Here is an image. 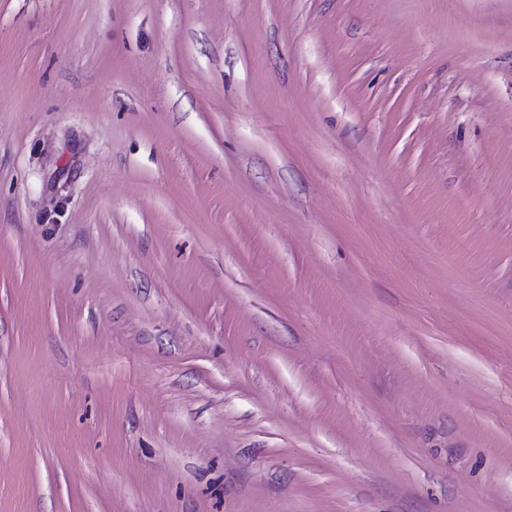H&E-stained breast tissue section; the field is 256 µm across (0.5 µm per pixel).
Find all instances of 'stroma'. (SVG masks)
Instances as JSON below:
<instances>
[{
	"label": "stroma",
	"instance_id": "35a3bbf8",
	"mask_svg": "<svg viewBox=\"0 0 512 512\" xmlns=\"http://www.w3.org/2000/svg\"><path fill=\"white\" fill-rule=\"evenodd\" d=\"M0 512H512V0H0Z\"/></svg>",
	"mask_w": 512,
	"mask_h": 512
}]
</instances>
